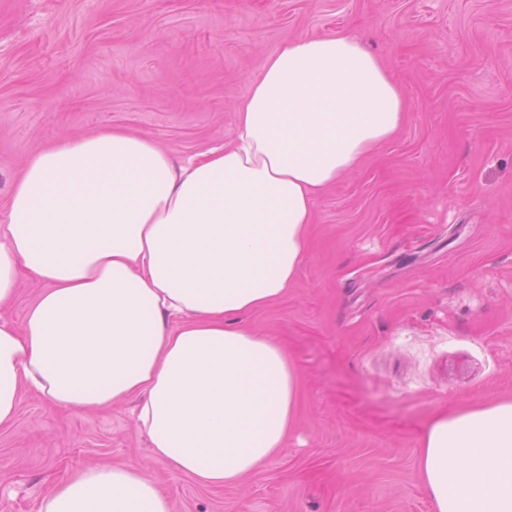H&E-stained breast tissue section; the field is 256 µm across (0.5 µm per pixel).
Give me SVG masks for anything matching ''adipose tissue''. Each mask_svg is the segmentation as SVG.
Segmentation results:
<instances>
[{"label": "adipose tissue", "mask_w": 512, "mask_h": 512, "mask_svg": "<svg viewBox=\"0 0 512 512\" xmlns=\"http://www.w3.org/2000/svg\"><path fill=\"white\" fill-rule=\"evenodd\" d=\"M403 89L356 39L285 40L251 79L233 138L179 163L122 128L34 154L0 225V305L20 272L45 288L0 321V429L21 390L80 411L134 399L172 471L234 485L281 455L301 376L244 315L282 298L316 194L391 140ZM433 512H512V399L439 413L419 439ZM38 512H172L152 476L94 466Z\"/></svg>", "instance_id": "ef3b65f1"}]
</instances>
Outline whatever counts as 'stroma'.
Masks as SVG:
<instances>
[{
  "instance_id": "1",
  "label": "stroma",
  "mask_w": 512,
  "mask_h": 512,
  "mask_svg": "<svg viewBox=\"0 0 512 512\" xmlns=\"http://www.w3.org/2000/svg\"><path fill=\"white\" fill-rule=\"evenodd\" d=\"M339 33L408 112L316 195L295 282L244 317L301 370L286 450L206 488L152 455L134 401L77 413L25 390L0 430V512H38L96 464L146 469L173 512H432L422 431L512 398V0H0V225L36 151L122 127L199 158L284 40Z\"/></svg>"
}]
</instances>
